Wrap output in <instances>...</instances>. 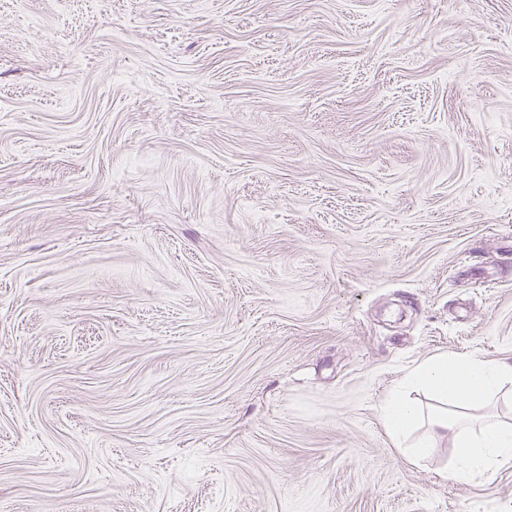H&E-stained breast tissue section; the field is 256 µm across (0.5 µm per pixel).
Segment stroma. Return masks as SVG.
Listing matches in <instances>:
<instances>
[{
	"label": "stroma",
	"mask_w": 512,
	"mask_h": 512,
	"mask_svg": "<svg viewBox=\"0 0 512 512\" xmlns=\"http://www.w3.org/2000/svg\"><path fill=\"white\" fill-rule=\"evenodd\" d=\"M512 361V0H0V512H512L383 406ZM407 381L432 390L445 404L469 406L512 383V361L445 355L415 367Z\"/></svg>",
	"instance_id": "35a3bbf8"
}]
</instances>
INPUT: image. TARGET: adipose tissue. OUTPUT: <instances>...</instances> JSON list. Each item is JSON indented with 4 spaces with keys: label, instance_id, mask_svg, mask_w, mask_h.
<instances>
[{
    "label": "adipose tissue",
    "instance_id": "obj_1",
    "mask_svg": "<svg viewBox=\"0 0 512 512\" xmlns=\"http://www.w3.org/2000/svg\"><path fill=\"white\" fill-rule=\"evenodd\" d=\"M409 383L436 393L450 408L438 414L430 429L411 446L412 459L430 454L441 437L454 434L457 455L454 476L472 479L490 475L512 458V426L484 416L465 414L506 383H512V361L445 355L422 363L407 376Z\"/></svg>",
    "mask_w": 512,
    "mask_h": 512
}]
</instances>
